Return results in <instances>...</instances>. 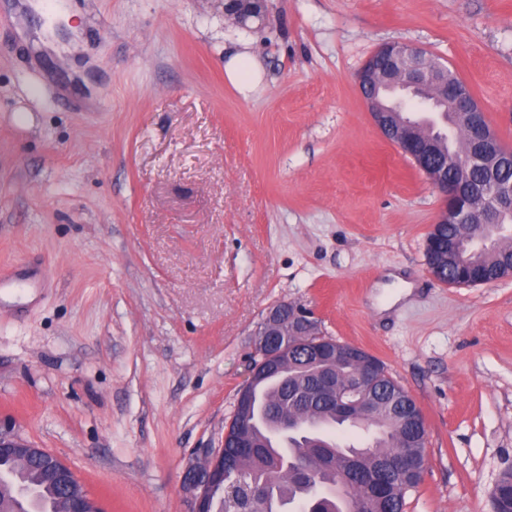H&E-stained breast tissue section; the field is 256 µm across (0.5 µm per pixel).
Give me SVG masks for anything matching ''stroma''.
<instances>
[{
	"mask_svg": "<svg viewBox=\"0 0 512 512\" xmlns=\"http://www.w3.org/2000/svg\"><path fill=\"white\" fill-rule=\"evenodd\" d=\"M445 60L512 149V0H0V431L105 512H189L269 308L381 360L427 431L406 512H492L512 468V276L447 285L441 197L355 82L384 43ZM263 81L241 94L224 57ZM262 3L261 0H224V13L244 24L256 14L258 18L262 17ZM224 77L239 92L246 95L259 85L263 73L250 57L235 54L224 62Z\"/></svg>",
	"mask_w": 512,
	"mask_h": 512,
	"instance_id": "obj_1",
	"label": "stroma"
}]
</instances>
